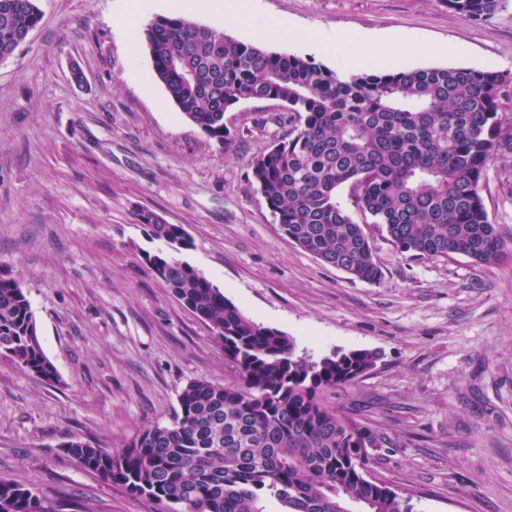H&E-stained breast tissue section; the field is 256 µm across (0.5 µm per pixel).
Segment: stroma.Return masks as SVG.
<instances>
[{
  "mask_svg": "<svg viewBox=\"0 0 512 512\" xmlns=\"http://www.w3.org/2000/svg\"><path fill=\"white\" fill-rule=\"evenodd\" d=\"M41 20L0 61V266L13 270L59 376L47 384L0 356V476L61 512H157L103 482L63 445L117 449L170 423L192 379L224 385L233 365L212 330L144 257L189 262L246 316L322 358L369 349L354 383L324 392L382 445L369 479L414 512H512V259H415L376 224L365 231L383 277L370 284L291 243L251 183L272 145L274 101L226 112L209 138L131 51L129 0H36ZM250 27L274 19L333 35L400 32L453 54L397 55L389 69L465 67L512 78V0L488 20L443 0H249ZM81 79H74V71ZM489 220L512 241V166L493 156L481 185ZM184 227L189 248L149 239L139 209Z\"/></svg>",
  "mask_w": 512,
  "mask_h": 512,
  "instance_id": "1",
  "label": "stroma"
}]
</instances>
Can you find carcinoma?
Masks as SVG:
<instances>
[{
    "mask_svg": "<svg viewBox=\"0 0 512 512\" xmlns=\"http://www.w3.org/2000/svg\"><path fill=\"white\" fill-rule=\"evenodd\" d=\"M445 3L480 21L501 0ZM39 21L35 0H0V60ZM141 39L170 99L212 139L224 141L225 113L239 102L281 104L273 121L288 132L250 161L253 183L288 239L323 263L380 282L366 224L381 225L400 252L417 258L456 254L496 266L512 253L480 194L492 155L512 152V120L499 117L508 76L430 67L341 77L181 17L155 18ZM153 215L136 213L150 239L190 247L181 225ZM146 260L221 340L236 381L191 379L170 424L146 426L114 450L75 437L64 445L67 454L162 512H268L269 500L280 512H413L408 499L366 477L361 440L373 432L321 398L370 371L378 352L299 355L290 336L248 318L194 266L160 254ZM0 355L44 382L58 380L31 305L2 267ZM0 512L56 507L1 476Z\"/></svg>",
    "mask_w": 512,
    "mask_h": 512,
    "instance_id": "carcinoma-1",
    "label": "carcinoma"
}]
</instances>
